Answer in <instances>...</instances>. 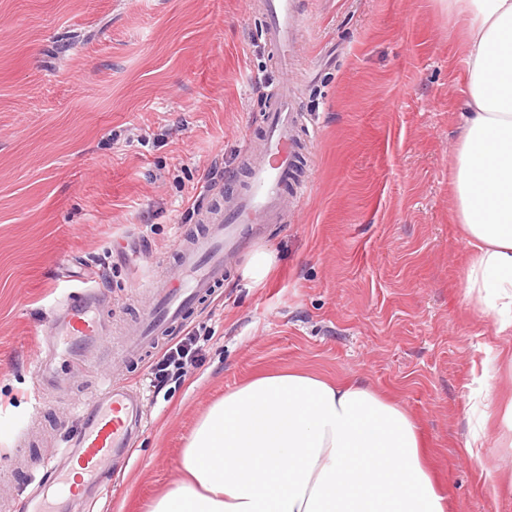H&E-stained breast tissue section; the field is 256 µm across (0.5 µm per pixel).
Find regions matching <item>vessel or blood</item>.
Listing matches in <instances>:
<instances>
[{"label": "vessel or blood", "mask_w": 512, "mask_h": 512, "mask_svg": "<svg viewBox=\"0 0 512 512\" xmlns=\"http://www.w3.org/2000/svg\"><path fill=\"white\" fill-rule=\"evenodd\" d=\"M263 45L282 74L296 57V42L306 26L299 0H263ZM303 116L292 86L282 77L252 141L254 151L242 172H229L235 187L223 202L203 208L195 229L178 242L179 272L154 281L150 299L130 338L117 341L103 320L106 296L90 288L66 298L62 312L45 323L40 334L47 344L66 338L71 347L100 359L121 353L139 362L162 349L174 325L185 323L191 309L224 284L234 256L250 248L269 224L283 223L289 205L307 188L298 180L304 158ZM143 431V394L123 377H109L79 409V425L63 438V455L41 464L43 496L25 499L24 512H79L105 491L113 474L129 462Z\"/></svg>", "instance_id": "1"}]
</instances>
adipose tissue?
I'll return each instance as SVG.
<instances>
[{"mask_svg": "<svg viewBox=\"0 0 512 512\" xmlns=\"http://www.w3.org/2000/svg\"><path fill=\"white\" fill-rule=\"evenodd\" d=\"M466 49L467 108L451 189L472 250L464 296L512 329V0H448ZM488 399L470 455L512 447V391ZM184 474L150 512H448L425 436L397 402L358 379L303 370L257 376L212 403L188 438Z\"/></svg>", "mask_w": 512, "mask_h": 512, "instance_id": "1", "label": "adipose tissue"}]
</instances>
